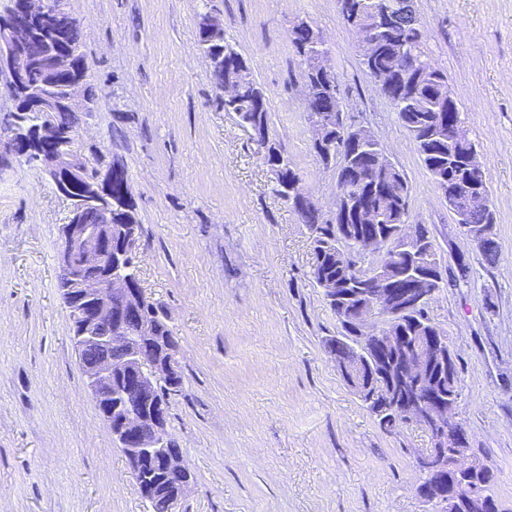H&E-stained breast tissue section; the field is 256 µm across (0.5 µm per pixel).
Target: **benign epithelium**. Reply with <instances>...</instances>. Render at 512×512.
<instances>
[{"label":"benign epithelium","mask_w":512,"mask_h":512,"mask_svg":"<svg viewBox=\"0 0 512 512\" xmlns=\"http://www.w3.org/2000/svg\"><path fill=\"white\" fill-rule=\"evenodd\" d=\"M48 17L59 19V34L68 30V12L63 0H0V84L6 90L10 106L0 113V170L13 166L23 157H31L56 185L59 193L71 183L85 179L83 155L71 146L69 134L58 127L52 112L60 104L81 107L82 85L70 82L58 95L41 90L32 80L41 62L23 48L22 39H32L33 24ZM364 54L375 50L376 30L368 23H351ZM325 42L311 55V68L331 73ZM27 100L29 108L42 115L39 125L27 133L17 131L19 106ZM225 111L241 115L259 112L263 101L250 95L243 83L224 87ZM307 120L313 134V146H330L328 131L336 122V113L344 111L340 100H322L304 90ZM476 191L464 196L453 188H441L448 208L462 212L471 208L489 209L488 196L480 187L484 173L476 151L464 156ZM114 163L97 168L94 182L99 191L88 201L103 206V220L87 224L83 219L85 203L71 200L68 222L61 227V244L56 261L62 281L61 298L71 321V343L83 370L87 387L99 415L111 430L123 455L140 497L149 504V512H177L185 496L191 474L184 456L168 453L167 409L153 399L154 390L167 387L169 395L178 394L174 379L180 372L177 356L165 361L149 356L146 345L155 338L156 325L141 314L149 301L145 289L126 272L127 256L138 251L139 230L135 224H112V171ZM418 237L414 224H400L391 240L367 233L360 245L366 258L377 261L387 250L412 251ZM441 282L414 283L407 288H390L383 270L369 273L365 284L356 289L364 301L354 308L340 303L338 289L322 287L336 302L338 318L354 323L364 339L365 350L354 349L346 363L335 362L354 393L376 402L421 425L431 436V448L416 459L420 470L446 473L472 469L466 458L468 449L459 444L468 434L454 412V394L445 392L446 379L438 376L439 367L448 362V338L440 329L422 336L407 351L401 336L403 316L428 305L440 291ZM121 353L112 359V349ZM161 463L180 477L179 490L168 494L149 481V466Z\"/></svg>","instance_id":"1"}]
</instances>
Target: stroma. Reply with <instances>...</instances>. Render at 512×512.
Wrapping results in <instances>:
<instances>
[{
    "instance_id": "35a3bbf8",
    "label": "stroma",
    "mask_w": 512,
    "mask_h": 512,
    "mask_svg": "<svg viewBox=\"0 0 512 512\" xmlns=\"http://www.w3.org/2000/svg\"><path fill=\"white\" fill-rule=\"evenodd\" d=\"M67 3L99 96L81 148L124 163L143 225L139 278L179 340L168 430L193 475L180 512H427L415 459L429 434L384 429L344 381L324 349L340 325L310 278L307 229L216 104L195 37L212 9L265 94L271 140L326 212L336 174L312 146L288 29L304 19L323 36L345 111L408 180L409 223L430 230L445 286L427 312L456 356V415L512 510V0H414L489 187L492 268L364 72L336 0ZM68 210L38 167L0 172V512H148L70 342L56 264Z\"/></svg>"
}]
</instances>
